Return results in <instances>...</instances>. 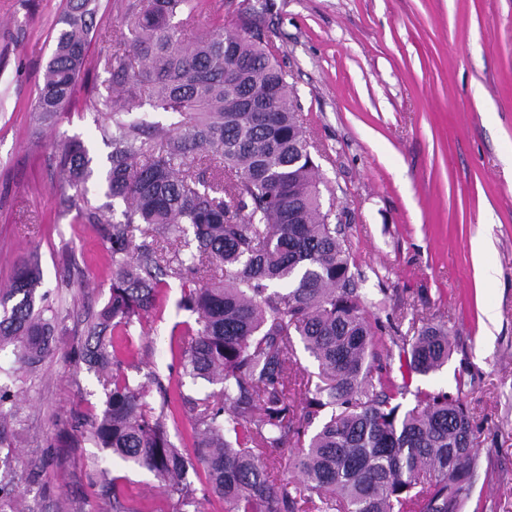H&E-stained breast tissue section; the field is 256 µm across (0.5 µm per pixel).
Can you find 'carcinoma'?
<instances>
[{
	"label": "carcinoma",
	"instance_id": "cac0c4a2",
	"mask_svg": "<svg viewBox=\"0 0 512 512\" xmlns=\"http://www.w3.org/2000/svg\"><path fill=\"white\" fill-rule=\"evenodd\" d=\"M196 15V0H127L123 24L108 30L96 0H65L38 87L34 112L53 125L75 103L82 74L105 75L110 123L101 131L112 151L104 196L126 206L124 221L104 220L85 197L88 148L77 138L57 145L56 168L73 190L63 211L103 225L112 273L109 298L74 350L106 391L91 440L154 473L184 506L196 502L187 474L201 468L203 495L221 498L224 512H463L480 467L471 416L461 399L422 389L403 408L407 387L390 380L381 329L363 313L264 11L246 7L237 34L199 33ZM96 39L116 49L92 59ZM146 102L184 120L167 130L126 119ZM218 265L222 282L209 278ZM167 277L181 283V306L195 315L182 332L183 373L221 385L194 401L191 455L169 440V406L152 407L146 385L125 371L132 353L123 337L156 306ZM40 284L33 251L0 288V350L15 357L0 366V501L15 497L18 480L15 376L37 373L56 349L58 320ZM297 340L318 364L312 387L298 377ZM403 353L410 371H438L451 354L448 328L422 324ZM296 386L305 395L299 413L289 401ZM290 444L295 479L284 483L274 477V452Z\"/></svg>",
	"mask_w": 512,
	"mask_h": 512
}]
</instances>
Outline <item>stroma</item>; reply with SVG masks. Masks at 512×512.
Masks as SVG:
<instances>
[{
	"instance_id": "1",
	"label": "stroma",
	"mask_w": 512,
	"mask_h": 512,
	"mask_svg": "<svg viewBox=\"0 0 512 512\" xmlns=\"http://www.w3.org/2000/svg\"><path fill=\"white\" fill-rule=\"evenodd\" d=\"M267 33L293 84L319 156L323 204L332 206L360 273L365 309L382 327L389 377L399 386L459 396L476 427L483 512H512V0H267ZM64 0H0V287L37 251L42 288L59 312L57 350L38 373L19 374L21 436L16 493L35 512H176L152 472L106 456L74 429L106 399L97 375L70 352L83 321L109 297L111 274L97 225L62 212L56 145L79 138L93 158L90 206L104 204L105 106L85 98L57 125L34 103L55 47ZM487 249L475 260L474 239ZM495 269L484 279L481 265ZM170 281L129 330L147 400L169 399V439L192 452L188 399L215 392L184 376L181 329L191 315ZM448 327L452 354L439 372H411L401 352L413 321ZM106 469L118 497L90 486Z\"/></svg>"
}]
</instances>
